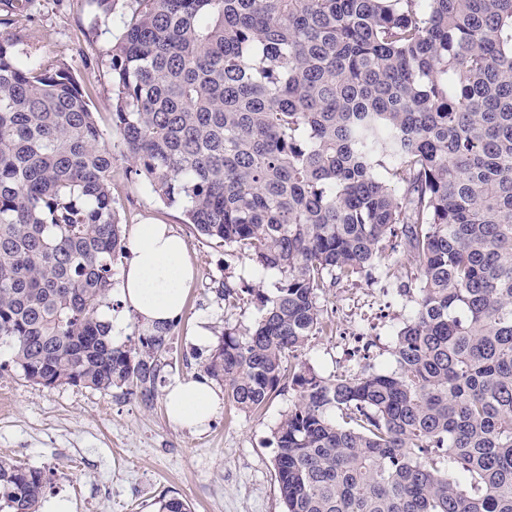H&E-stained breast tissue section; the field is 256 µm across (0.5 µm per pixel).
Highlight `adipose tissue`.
<instances>
[{
    "mask_svg": "<svg viewBox=\"0 0 512 512\" xmlns=\"http://www.w3.org/2000/svg\"><path fill=\"white\" fill-rule=\"evenodd\" d=\"M131 257L122 272L120 302L144 327L176 319L194 278L185 240L167 224H137L130 231ZM224 399L204 378L174 380L164 389L169 422L204 429Z\"/></svg>",
    "mask_w": 512,
    "mask_h": 512,
    "instance_id": "obj_1",
    "label": "adipose tissue"
}]
</instances>
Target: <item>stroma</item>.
Masks as SVG:
<instances>
[{
    "label": "stroma",
    "mask_w": 512,
    "mask_h": 512,
    "mask_svg": "<svg viewBox=\"0 0 512 512\" xmlns=\"http://www.w3.org/2000/svg\"><path fill=\"white\" fill-rule=\"evenodd\" d=\"M15 4L0 0V36L18 38V52L34 43L43 59L66 63L88 88L98 119L110 123L108 60L119 21L95 20L90 0H30L22 10ZM124 167L123 160L115 161L113 194L125 227L172 225L186 240L195 269L155 396L145 401L118 388L35 385L23 379L0 346V456L53 471L46 497L68 498L74 512H154L164 495L183 499L192 512H283L271 440L296 399L294 390L255 415L224 404L202 431L172 426L163 401L172 380L204 374L213 350L194 344L198 323H207L217 339L230 330L245 332L258 317L250 302L225 307L215 293L218 283L270 293L279 275L256 273L234 249L199 237L180 209L164 205L148 185L128 183ZM412 310L409 297L393 288L379 293L377 282L341 284L324 303L331 332L311 338L295 363L326 377L366 364L391 370L394 334Z\"/></svg>",
    "instance_id": "35a3bbf8"
}]
</instances>
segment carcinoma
Returning a JSON list of instances; mask_svg holds the SVG:
<instances>
[{"label": "carcinoma", "mask_w": 512, "mask_h": 512, "mask_svg": "<svg viewBox=\"0 0 512 512\" xmlns=\"http://www.w3.org/2000/svg\"><path fill=\"white\" fill-rule=\"evenodd\" d=\"M134 3L110 132L68 66L0 39L11 362L43 387L154 396L175 323L131 347L101 320L127 251L119 155L199 235L280 275L270 295L216 288L259 317L204 373L244 413L296 392L272 439L284 512H512V0ZM377 268L416 290L395 370L293 367L329 330L321 297ZM48 481L0 457V512H36Z\"/></svg>", "instance_id": "carcinoma-1"}]
</instances>
